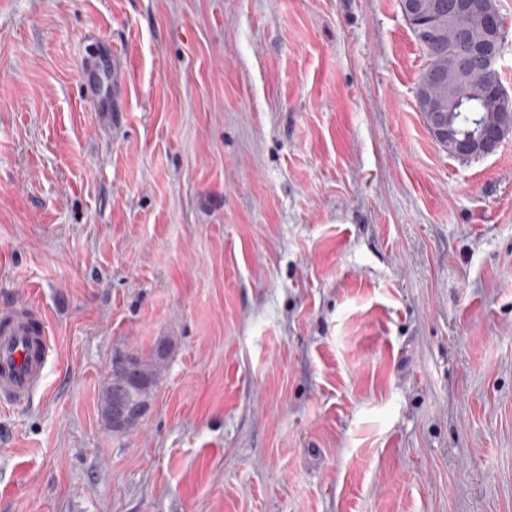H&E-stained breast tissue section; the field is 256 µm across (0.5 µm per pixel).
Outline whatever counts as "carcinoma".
<instances>
[{"instance_id":"cac0c4a2","label":"carcinoma","mask_w":512,"mask_h":512,"mask_svg":"<svg viewBox=\"0 0 512 512\" xmlns=\"http://www.w3.org/2000/svg\"><path fill=\"white\" fill-rule=\"evenodd\" d=\"M421 4L420 10L407 14L428 57L419 86L445 105L453 99L470 103L465 109L453 107L454 123L461 129L488 121L512 123V109L497 108V98L488 94V87L500 79L482 64L481 45L501 48L503 33L491 37L482 29L483 0H421ZM134 356L138 360L135 376L143 382L135 396L146 399L155 393L167 357L159 355L155 346L147 353L137 350Z\"/></svg>"}]
</instances>
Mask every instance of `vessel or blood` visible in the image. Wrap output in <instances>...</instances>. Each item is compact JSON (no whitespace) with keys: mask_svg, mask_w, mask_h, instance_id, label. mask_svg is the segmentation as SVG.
Instances as JSON below:
<instances>
[{"mask_svg":"<svg viewBox=\"0 0 512 512\" xmlns=\"http://www.w3.org/2000/svg\"><path fill=\"white\" fill-rule=\"evenodd\" d=\"M80 77L99 101L119 98L125 84L124 67L108 48L88 55ZM52 355L49 323L37 308L22 302L0 308V405L32 401Z\"/></svg>","mask_w":512,"mask_h":512,"instance_id":"1","label":"vessel or blood"}]
</instances>
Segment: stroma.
<instances>
[{
  "mask_svg": "<svg viewBox=\"0 0 512 512\" xmlns=\"http://www.w3.org/2000/svg\"><path fill=\"white\" fill-rule=\"evenodd\" d=\"M427 63L400 0H0V305L54 344L0 512H512V136L436 143ZM80 78L98 102L112 97V112H119L117 101L125 84V73L122 62L112 55L111 47L88 55ZM418 101L424 106L426 112H434L432 118L434 119V127L436 132L440 136H443L445 133V138L448 136V145L455 149H459L464 152L471 153L475 156H487L492 154L499 145L503 142V140L508 136V132L505 128H501L498 125H490L488 128V132L484 135V137L477 141L474 145L469 148H463L460 145V142L455 135V132L448 120V130H444L442 128L441 122L437 118V112H444V106L442 105H434L430 101H428L426 95L419 88L418 92ZM158 343L147 353H142L138 350L133 351L134 356L138 360L135 376L143 382L142 391H134L136 397L142 399L152 397L158 387L162 371L168 358V354L161 356L157 353ZM108 411V421L117 432L129 431L136 427L149 412L152 402L136 399L129 387H122Z\"/></svg>",
  "mask_w": 512,
  "mask_h": 512,
  "instance_id": "stroma-1",
  "label": "stroma"
}]
</instances>
